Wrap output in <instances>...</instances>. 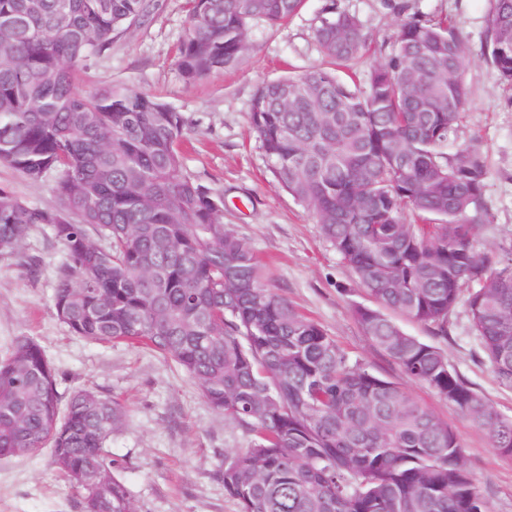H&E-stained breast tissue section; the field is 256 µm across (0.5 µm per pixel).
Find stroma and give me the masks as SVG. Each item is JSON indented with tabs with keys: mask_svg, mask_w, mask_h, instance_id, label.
<instances>
[{
	"mask_svg": "<svg viewBox=\"0 0 512 512\" xmlns=\"http://www.w3.org/2000/svg\"><path fill=\"white\" fill-rule=\"evenodd\" d=\"M332 4L355 16L370 38L366 55L336 68L338 76H354L362 88L371 66L389 57L402 16L456 22L467 56V104L458 140L477 149L487 169L481 209L490 220L478 225L474 249L482 256L498 254L512 243V84L483 53L492 0H304L282 24L251 22L250 50L239 64L196 83L186 82L176 65L187 26L185 0H151L147 17L77 70L75 86L84 94L120 83L181 112L183 170L223 196L224 222L262 264L265 284L317 322L351 361L398 383L447 423L492 512H512V457L499 454L487 429L428 385L410 380L365 334L352 309L371 305L370 295L323 240L313 216L279 185L249 127L258 86L327 68L315 31ZM52 185V179L33 181L0 164V186L27 204L58 207ZM64 261L62 245L43 226L29 231L18 253L0 256V357L16 337H33L54 362L61 392L91 387L124 404L126 425L110 448L136 512H240L224 493L220 471L225 454L247 448L249 436L214 411L172 360L140 346L72 336L54 310ZM401 327L440 348L470 387L502 418L512 419V387L487 362L465 305L449 316L447 336L409 320ZM0 512H81V494L42 448L0 458Z\"/></svg>",
	"mask_w": 512,
	"mask_h": 512,
	"instance_id": "obj_1",
	"label": "stroma"
}]
</instances>
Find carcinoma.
<instances>
[{
    "instance_id": "carcinoma-1",
    "label": "carcinoma",
    "mask_w": 512,
    "mask_h": 512,
    "mask_svg": "<svg viewBox=\"0 0 512 512\" xmlns=\"http://www.w3.org/2000/svg\"><path fill=\"white\" fill-rule=\"evenodd\" d=\"M302 0H187L176 64L188 82L236 66L253 20L271 26ZM149 0H0V163L57 175V208L0 186V255L45 225L65 251L56 315L75 336L137 343L172 359L213 409L254 435L224 456L240 512H490L454 432L397 383L353 363L263 283L224 200L184 174L181 113L123 84L81 94L74 71L129 31ZM333 63L361 54L358 20L327 8L316 32ZM484 54L512 82V0H494ZM465 47L445 20L401 22L368 90L323 70L259 86L249 112L280 185L374 306L354 310L372 341L512 457L501 418L439 348L396 318L447 333L464 290L472 332L512 385V244L474 250L486 168L456 139ZM409 209L416 223L403 222ZM126 419L93 389L65 396L34 339L0 358V457L48 447L82 512H135L106 443Z\"/></svg>"
}]
</instances>
